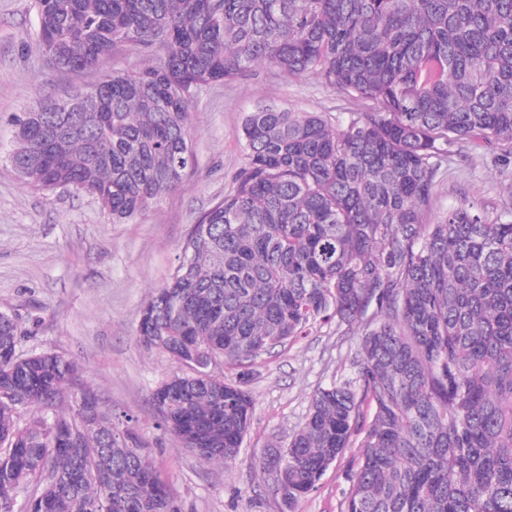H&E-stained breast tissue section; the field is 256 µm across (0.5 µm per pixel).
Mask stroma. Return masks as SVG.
Returning a JSON list of instances; mask_svg holds the SVG:
<instances>
[{"label": "stroma", "instance_id": "stroma-1", "mask_svg": "<svg viewBox=\"0 0 512 512\" xmlns=\"http://www.w3.org/2000/svg\"><path fill=\"white\" fill-rule=\"evenodd\" d=\"M36 23L34 0H0V311L19 321L20 352L53 350L74 360L113 417L136 429L181 512H283L263 459L287 444L318 388L351 378L346 357L359 342L356 331L321 324L253 363L252 426L235 462L224 467L203 463L157 426L151 394L176 366L142 347L136 331L145 302L176 267L191 225L233 186L243 164L245 112L270 104L345 122L375 111L377 102L263 67L202 87L191 103L193 162L183 183L116 224L86 193L69 188L45 196L23 186L8 160L14 120L45 99L93 87L109 68L136 71L145 60L123 48L106 67L51 71L34 47ZM460 199L492 218L512 211V162L497 151L449 156L427 222ZM360 454L358 444L346 448L295 512H342L345 471Z\"/></svg>", "mask_w": 512, "mask_h": 512}]
</instances>
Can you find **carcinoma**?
Segmentation results:
<instances>
[{"instance_id":"cac0c4a2","label":"carcinoma","mask_w":512,"mask_h":512,"mask_svg":"<svg viewBox=\"0 0 512 512\" xmlns=\"http://www.w3.org/2000/svg\"><path fill=\"white\" fill-rule=\"evenodd\" d=\"M56 72L122 47L84 106L15 119L9 162L42 193L73 188L127 221L182 183L196 90L268 66L313 75L375 112L343 129L265 107L241 125L235 186L202 213L139 343L179 370L159 423L228 464L252 425L248 367L319 321L365 324L354 377L318 389L264 458L288 508L355 435L344 512H512V219L466 201L424 222L448 149L512 146V0H35ZM0 311V512H181L129 426L53 351L23 354ZM242 369L228 382L215 372ZM372 407L364 421L363 405Z\"/></svg>"}]
</instances>
